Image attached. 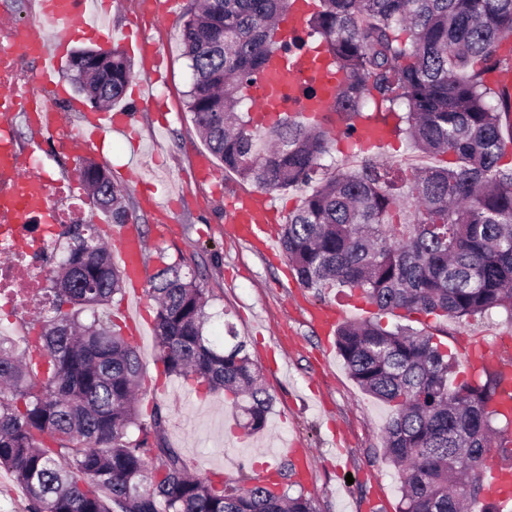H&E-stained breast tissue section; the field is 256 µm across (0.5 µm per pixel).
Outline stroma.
<instances>
[{
    "instance_id": "35a3bbf8",
    "label": "stroma",
    "mask_w": 512,
    "mask_h": 512,
    "mask_svg": "<svg viewBox=\"0 0 512 512\" xmlns=\"http://www.w3.org/2000/svg\"><path fill=\"white\" fill-rule=\"evenodd\" d=\"M138 2L123 0L111 12L108 43L121 46L126 29H148L167 64L168 81L154 87L153 106L125 93L121 106L131 114L139 138L107 137L103 150L91 158L127 187L125 203L146 239L148 273H155L164 258L196 270L209 294L206 336L223 340L226 326H233L274 397L265 429L247 435L236 426L223 394L200 396L183 379L162 377L154 338L156 309L145 296L141 306L146 322L137 345L143 365L142 415L161 406L168 417L169 443L196 475L216 470L231 482L254 478L289 460L290 445L298 443L310 448L314 465L309 473L286 480L289 495L312 498L318 512H397L400 481L382 459L389 408L355 384L336 351L332 330L313 314L324 309L339 323L377 318L388 326L397 324L398 316L379 314L369 304L347 305L333 291L320 295L302 288L283 254H266L260 240L232 233L227 201L256 187L225 176L217 165L210 180L195 178V156L204 144L187 108L192 72L183 53L184 21L154 26L142 16ZM53 82L64 101V130L79 136L94 107L77 92L67 63H60ZM367 157L402 165L416 161L399 133L371 148L347 134L335 136L331 160L355 168ZM153 198L166 205V213L150 207ZM447 329L444 341L458 379L471 376L466 360L471 345L485 343L512 360V322L505 314L474 317Z\"/></svg>"
}]
</instances>
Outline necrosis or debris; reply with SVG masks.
<instances>
[{
  "label": "necrosis or debris",
  "instance_id": "necrosis-or-debris-1",
  "mask_svg": "<svg viewBox=\"0 0 512 512\" xmlns=\"http://www.w3.org/2000/svg\"><path fill=\"white\" fill-rule=\"evenodd\" d=\"M28 53L16 47L11 33L0 32V82L14 85L15 93L5 107L12 112H42L54 109L56 97L48 84L26 67ZM45 214L6 215L0 213V249L14 241L27 242L24 251L0 263V311L21 316L33 303L46 302L50 263L57 255V241L70 225L81 223L85 212L82 199L75 196L70 181L46 184Z\"/></svg>",
  "mask_w": 512,
  "mask_h": 512
}]
</instances>
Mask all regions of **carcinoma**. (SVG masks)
<instances>
[{
  "mask_svg": "<svg viewBox=\"0 0 512 512\" xmlns=\"http://www.w3.org/2000/svg\"><path fill=\"white\" fill-rule=\"evenodd\" d=\"M291 0H201L187 12V92L209 153L224 173L266 192L298 189L279 240L299 284L336 288L382 313H424L457 325L501 310L512 321V95L489 80L512 60V0H313L308 37L343 82L331 105L355 130L367 105L397 118L413 150L435 164L376 157L357 168L323 163L332 132L322 120L283 115L271 126L241 105L255 75L287 50L277 20ZM131 63L112 51V84L75 72L95 100L122 99ZM114 224L129 221L126 187L84 183ZM69 254L52 288L51 315L22 351L0 335V469L26 512H317L300 494H271L260 480L233 485L193 476L167 441L157 407L140 420L142 365L106 313L85 325V306H107L127 281L93 224L68 231ZM148 295L167 374L222 392L255 433L274 397L228 330L204 335L206 289L177 261L162 263ZM336 349L351 378L390 408L383 459L401 483L399 512H499L481 474L492 448L512 459L508 418L493 405L497 371L457 381L448 351L426 328L347 320ZM138 430L131 438L130 428Z\"/></svg>",
  "mask_w": 512,
  "mask_h": 512,
  "instance_id": "1",
  "label": "carcinoma"
}]
</instances>
